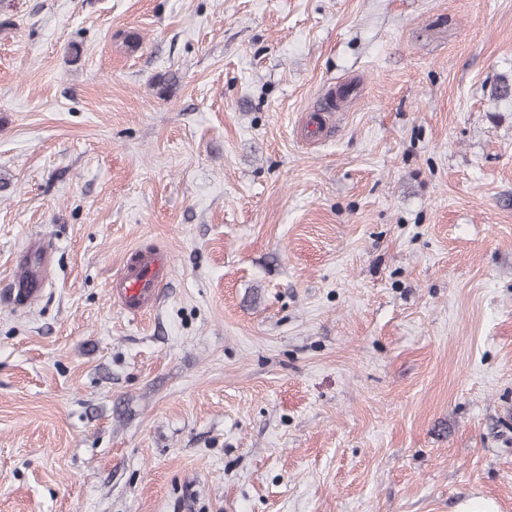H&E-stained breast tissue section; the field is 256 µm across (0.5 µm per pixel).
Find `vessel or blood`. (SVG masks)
Instances as JSON below:
<instances>
[{"mask_svg": "<svg viewBox=\"0 0 512 512\" xmlns=\"http://www.w3.org/2000/svg\"><path fill=\"white\" fill-rule=\"evenodd\" d=\"M48 253L46 246L30 249L29 261L19 282V300L30 301L42 293L45 286L41 267ZM164 284L163 269L154 256L132 251L124 262L116 280L120 306L127 314L140 315L153 308Z\"/></svg>", "mask_w": 512, "mask_h": 512, "instance_id": "b4317fda", "label": "vessel or blood"}]
</instances>
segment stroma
<instances>
[{"label": "stroma", "mask_w": 512, "mask_h": 512, "mask_svg": "<svg viewBox=\"0 0 512 512\" xmlns=\"http://www.w3.org/2000/svg\"><path fill=\"white\" fill-rule=\"evenodd\" d=\"M506 84L512 0H0V512H512ZM49 252V249L43 244H39L37 248H32L27 252V257L31 261L25 265L23 276L18 282L17 297L19 300L28 302L43 292L45 283L41 276V267ZM163 270L154 256L132 251L116 280L121 309L138 316L153 308L165 283Z\"/></svg>", "instance_id": "stroma-1"}]
</instances>
